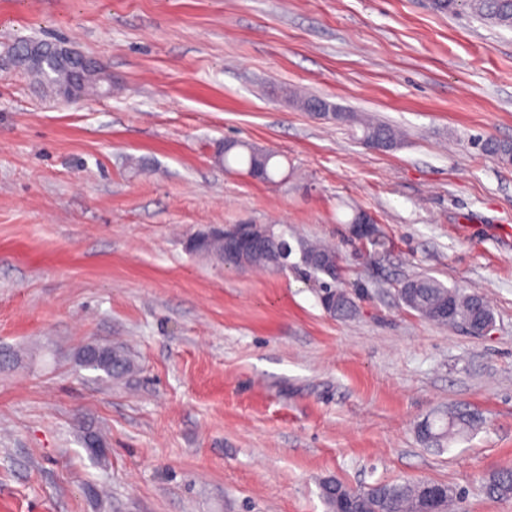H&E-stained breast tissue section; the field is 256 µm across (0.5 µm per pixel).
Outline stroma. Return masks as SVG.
<instances>
[{
    "mask_svg": "<svg viewBox=\"0 0 512 512\" xmlns=\"http://www.w3.org/2000/svg\"><path fill=\"white\" fill-rule=\"evenodd\" d=\"M30 36L95 57L112 90L67 101L0 70V512H327L329 478L512 512L482 490L512 470V164L473 144L512 141V31L430 0H0V52ZM225 140L277 152L286 180L225 171ZM357 209L383 254L352 237ZM245 222L334 246L354 313L304 268L186 248ZM420 275L479 292L491 331L405 307ZM92 342L132 371L98 380ZM428 420L451 426L439 444ZM331 112H334L333 116L328 115L327 117H332L336 122L357 125L362 131L360 140L365 145L375 147V143L378 142L382 143L384 148L389 149L396 143V131L390 125L377 123L371 119L362 118L353 112L335 109L333 106Z\"/></svg>",
    "mask_w": 512,
    "mask_h": 512,
    "instance_id": "35a3bbf8",
    "label": "stroma"
}]
</instances>
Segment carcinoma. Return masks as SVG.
<instances>
[{
  "mask_svg": "<svg viewBox=\"0 0 512 512\" xmlns=\"http://www.w3.org/2000/svg\"><path fill=\"white\" fill-rule=\"evenodd\" d=\"M431 7L437 12L450 15L466 10L474 18L491 26L512 30V0H431ZM15 50L24 69L57 95H62V90L70 85L68 68L58 61L51 45L44 44L42 56L37 60L31 58L27 40L17 43ZM110 87L112 80L101 66L86 77L78 97L103 94ZM332 112L333 120L358 126L362 131L360 140L365 145L373 147L378 142L389 149L396 143V131L387 124L337 108L332 109ZM477 146L483 153L496 157L502 163H512L510 141L484 139L477 142ZM275 158L276 154L273 152L256 149L245 142L231 141L224 144L222 162L228 168L239 166L246 173L260 168L264 172V181L273 182L279 170ZM280 248V236H273L266 243L265 250L253 255L249 262L255 267L270 268L275 257L279 255ZM302 250L300 263L311 271L315 270L310 263L312 258L338 260L335 248L325 244H305ZM398 293L408 309L435 323L438 322V310L449 302L454 307V312L448 315L446 321V325L450 327L465 323L477 330L480 326L493 322V312L481 295L474 291L467 293L459 288L446 287L430 276L422 275L401 283ZM80 363L87 369L103 372V381L118 380L132 369L130 359L118 346H107L98 355H89L83 351L80 354ZM424 484L426 481L418 480L383 483L379 488L369 486L351 489L340 480L330 478L323 482L321 496L328 512H335L336 493L339 491L349 500L352 512H411L414 507V491ZM483 491L490 498L512 497V471L490 478L484 483Z\"/></svg>",
  "mask_w": 512,
  "mask_h": 512,
  "instance_id": "1",
  "label": "carcinoma"
}]
</instances>
